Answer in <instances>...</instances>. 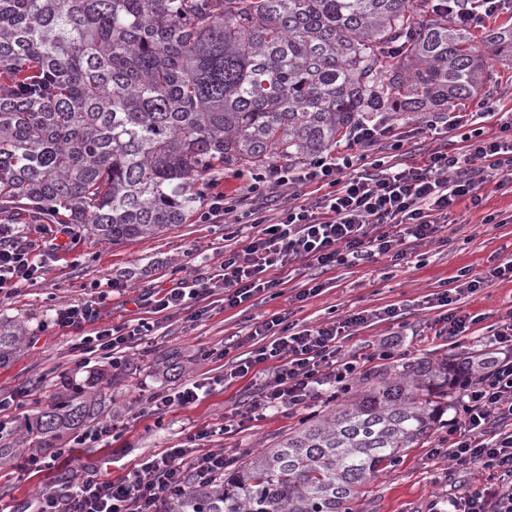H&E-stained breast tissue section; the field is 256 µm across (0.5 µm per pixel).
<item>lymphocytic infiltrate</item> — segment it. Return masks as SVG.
<instances>
[{
  "instance_id": "obj_1",
  "label": "lymphocytic infiltrate",
  "mask_w": 512,
  "mask_h": 512,
  "mask_svg": "<svg viewBox=\"0 0 512 512\" xmlns=\"http://www.w3.org/2000/svg\"><path fill=\"white\" fill-rule=\"evenodd\" d=\"M482 119L479 112L452 115L449 125L461 130L463 151L436 150L423 163L403 166L366 154V147L390 135L388 128L360 124L341 150L293 173V181L308 189L307 197L282 205L276 184L261 190L249 185L248 193L262 192L267 205L276 207L275 217L253 215V232L242 246L225 250L212 271L157 286L135 298V305L151 314L188 309L198 319L209 312L203 299L219 293L225 309L238 308L280 288L283 275L301 262L332 269L376 256L403 259L408 244L436 239L456 207L481 209L486 182L501 189L512 186V121L487 138ZM357 145L362 153H354ZM38 249L33 242L19 243L11 225H0V289L39 277L43 265L36 260ZM493 278L511 279L512 260L475 275L460 270L449 288L433 294L431 302L442 308L439 320L449 337L466 336L479 323V316L461 312L458 304ZM399 318L397 308L390 306L314 327H298L281 313L255 323L249 337L257 345L233 361L229 376L256 375L267 363L274 370L246 406L225 416L224 432H231L236 419L304 405L316 398L320 386L343 384L355 370L342 352L343 341L364 324ZM488 342L495 351L489 376L462 379L468 400L459 416L448 421L450 460L488 476L467 498L449 500L443 508L432 505L430 512H512V315L492 327ZM226 463L220 450L193 455L167 448L116 478L72 475L42 491L33 512H165L166 504L190 485L223 474Z\"/></svg>"
}]
</instances>
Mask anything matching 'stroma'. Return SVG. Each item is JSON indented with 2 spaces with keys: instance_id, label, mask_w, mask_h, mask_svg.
<instances>
[{
  "instance_id": "35a3bbf8",
  "label": "stroma",
  "mask_w": 512,
  "mask_h": 512,
  "mask_svg": "<svg viewBox=\"0 0 512 512\" xmlns=\"http://www.w3.org/2000/svg\"><path fill=\"white\" fill-rule=\"evenodd\" d=\"M496 28L512 29V9L490 18L486 28L469 31L470 45L484 57L490 80L479 95L455 106L459 112L490 108L483 124L489 138L498 135L501 120L512 117V62L494 56L487 40L488 31ZM418 126V121L408 118L390 121V129L405 136L397 162L410 164L437 148H456L452 134L427 136L418 133ZM483 194L486 201L481 210H462L461 223L445 227L438 241L414 246L398 263L376 257L353 267L323 271L303 262L282 297L272 300L259 295L240 311L218 306L198 320L190 319L185 311L169 317L145 315L128 303L127 294L148 292L164 279L210 271L224 257L226 237L245 236L250 225L201 224L192 217L160 235L116 245L80 233L67 253L43 256L41 278L0 298V319L19 318L28 325L23 350L0 366V399L33 388L39 401L48 402L64 392L68 377L74 375L86 383L96 422L114 424L116 430L108 443L83 448L66 447L64 439H57L54 445L62 454L52 468L30 472L20 464L34 452L39 439L28 427L37 412L36 403L11 410V422L0 432V446L15 445L19 451L0 464V507L7 512H29L44 487L76 471L100 479L126 474L131 464L163 449L191 447L192 436L205 426L215 431L207 448L238 458L273 444L311 414L334 407L335 387L327 384L307 406L269 410L259 419L243 422L233 433H219L225 413L247 400L261 383L257 377L225 383L224 368L232 358L246 353L242 341L252 324L274 312H288L298 325L311 327L352 312L399 307V322H373L345 339L343 351L355 361L360 374L389 371L423 358L481 357L489 350L487 326L506 318L512 309V279L488 282L465 300V312L483 315L484 320L463 340L440 334L439 311L426 298L441 291L461 268L481 272L512 257V190H499L489 183ZM492 212L501 214L502 223H482V216ZM312 278L324 283L323 292L300 307L289 303L293 290L303 288ZM115 279L127 285V293L111 290ZM87 301L96 302L100 309L97 325L85 326L80 332L53 326L60 306ZM144 316L154 328L150 335L132 340L122 364L109 365L99 353L83 350L82 337L93 335L96 327L120 326ZM395 332L400 335L398 346L391 356H381L383 342ZM226 344L231 347L228 357L203 359L204 351ZM195 381L209 388L201 401L158 415L148 412L147 400L154 393ZM445 432V427H437L427 446L409 449L366 485L357 512H428L432 500L464 496L478 488L479 472L452 468L448 457L431 455V448L438 446Z\"/></svg>"
}]
</instances>
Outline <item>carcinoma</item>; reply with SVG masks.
I'll use <instances>...</instances> for the list:
<instances>
[{"label":"carcinoma","instance_id":"obj_1","mask_svg":"<svg viewBox=\"0 0 512 512\" xmlns=\"http://www.w3.org/2000/svg\"><path fill=\"white\" fill-rule=\"evenodd\" d=\"M410 0H0V215H54L119 244L183 223L226 169L304 166L357 124L443 111L486 65L447 16ZM512 61V30L488 34ZM27 330L0 321V363ZM475 362L408 361L228 462L168 512H355L425 443ZM90 419L84 389L39 408L56 438Z\"/></svg>","mask_w":512,"mask_h":512}]
</instances>
